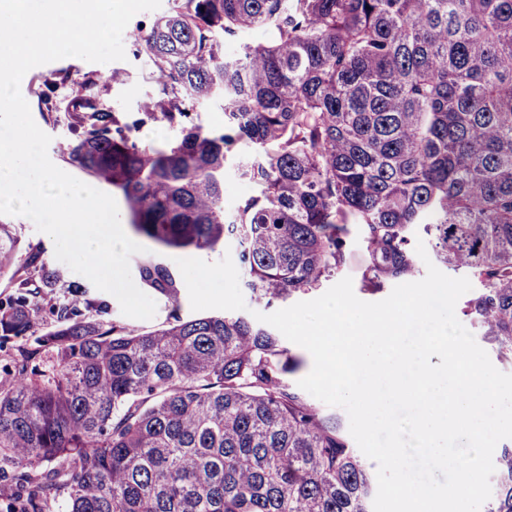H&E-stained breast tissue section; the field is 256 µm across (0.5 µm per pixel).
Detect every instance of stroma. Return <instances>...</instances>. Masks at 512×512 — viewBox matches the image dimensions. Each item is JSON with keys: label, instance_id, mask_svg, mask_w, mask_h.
<instances>
[{"label": "stroma", "instance_id": "stroma-1", "mask_svg": "<svg viewBox=\"0 0 512 512\" xmlns=\"http://www.w3.org/2000/svg\"><path fill=\"white\" fill-rule=\"evenodd\" d=\"M155 17V12L146 11L132 18L122 36L125 60L101 64L75 57L64 58L32 68L21 82V92L30 106L35 123L52 138L48 148L50 160L61 170L102 191L106 190V183L76 167L64 151L71 136V121L66 107L80 86L90 81L103 104L122 111L126 116L137 117L140 104L154 93L156 84L143 56L138 52L133 34L141 28L150 29ZM115 70L125 73V83L112 82L110 75ZM0 224L11 225L17 235L19 259H26L33 253L39 254L44 266L58 276L54 287L41 289L37 296L41 307L37 316L38 330H45L51 323V306L70 299L80 307L91 304L94 318L112 320L143 331L159 328L166 323L171 304L165 295L152 292L151 297L156 303L153 318L142 320L125 316L114 296L96 289L90 280L56 259L52 238L38 231L35 224L18 216L3 214H0ZM348 240L349 259L342 271L343 276L351 277L359 299L367 302L385 299L386 291L370 292L363 288L362 272L368 262V253L361 242L359 226H350Z\"/></svg>", "mask_w": 512, "mask_h": 512}]
</instances>
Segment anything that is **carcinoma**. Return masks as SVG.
I'll use <instances>...</instances> for the list:
<instances>
[{"label":"carcinoma","mask_w":512,"mask_h":512,"mask_svg":"<svg viewBox=\"0 0 512 512\" xmlns=\"http://www.w3.org/2000/svg\"><path fill=\"white\" fill-rule=\"evenodd\" d=\"M264 29L267 44L239 45ZM160 93L123 122L86 93L70 160L120 192L135 232L165 248L241 246L246 286L271 304L347 263L362 228L368 291L432 257L478 285L463 314L512 366V0H181L136 37ZM224 101V132L190 124ZM147 121L180 130L143 145ZM246 146L255 187L224 222V164ZM0 224V512H373L348 437L283 375L298 362L240 315L183 320L160 263L167 325L140 331L51 307L35 335L36 258ZM485 512H512V444L495 449Z\"/></svg>","instance_id":"carcinoma-1"}]
</instances>
